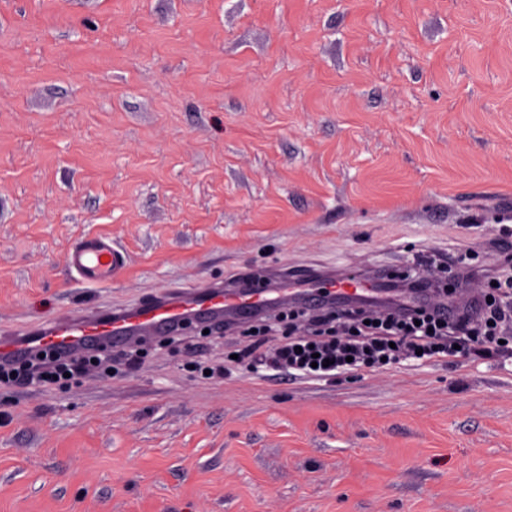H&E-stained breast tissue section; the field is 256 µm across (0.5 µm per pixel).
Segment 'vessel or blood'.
I'll return each mask as SVG.
<instances>
[{
	"instance_id": "b4317fda",
	"label": "vessel or blood",
	"mask_w": 512,
	"mask_h": 512,
	"mask_svg": "<svg viewBox=\"0 0 512 512\" xmlns=\"http://www.w3.org/2000/svg\"><path fill=\"white\" fill-rule=\"evenodd\" d=\"M123 265L122 253L105 236L82 237L69 250L70 270L83 283L107 284L118 275ZM323 293L339 304L355 298H368L379 305L388 302L385 292L362 287L350 279L337 281L330 277H309L300 281L290 278L283 271L266 282L252 276L240 286L192 288L178 296L119 313L103 314L78 322H54L29 332L26 339L1 340L0 359L23 356L37 345L79 348L111 338L124 340L145 331L163 334L190 318L211 321L227 315L261 314L282 304L284 300L303 302Z\"/></svg>"
}]
</instances>
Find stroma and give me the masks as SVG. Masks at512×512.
<instances>
[{
	"mask_svg": "<svg viewBox=\"0 0 512 512\" xmlns=\"http://www.w3.org/2000/svg\"><path fill=\"white\" fill-rule=\"evenodd\" d=\"M0 338L240 271L512 266V0H0ZM125 258L79 283L73 241ZM188 330L0 386V512H512V351L291 382Z\"/></svg>",
	"mask_w": 512,
	"mask_h": 512,
	"instance_id": "1",
	"label": "stroma"
}]
</instances>
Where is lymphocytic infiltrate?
<instances>
[{"mask_svg": "<svg viewBox=\"0 0 512 512\" xmlns=\"http://www.w3.org/2000/svg\"><path fill=\"white\" fill-rule=\"evenodd\" d=\"M510 316L511 306L488 300L463 310L454 309L449 302L438 307L403 303L397 313L377 316L372 323L353 317L347 335L314 342L293 338L271 353L251 350L237 361L252 372L269 365L294 381L330 380L405 362L452 363L466 355L500 350L501 325ZM98 357L90 348L34 350L22 358L0 362V385L54 381ZM316 359L321 362L317 368L312 365Z\"/></svg>", "mask_w": 512, "mask_h": 512, "instance_id": "f902f5d3", "label": "lymphocytic infiltrate"}]
</instances>
